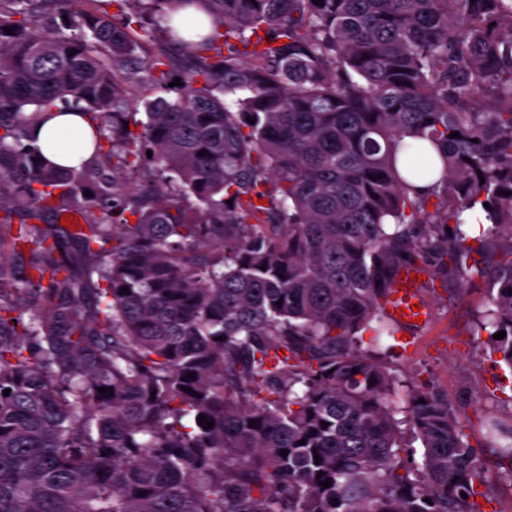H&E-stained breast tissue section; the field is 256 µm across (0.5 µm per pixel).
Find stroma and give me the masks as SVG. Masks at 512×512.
Listing matches in <instances>:
<instances>
[{
    "mask_svg": "<svg viewBox=\"0 0 512 512\" xmlns=\"http://www.w3.org/2000/svg\"><path fill=\"white\" fill-rule=\"evenodd\" d=\"M422 294L428 323L407 339L382 337L377 353L402 384L426 383L447 395L481 449L489 497L484 512H512V482L503 478L495 450L483 446L479 429L485 412L512 417V369L485 355V338L474 332L488 307L484 285L478 280L464 291L431 269Z\"/></svg>",
    "mask_w": 512,
    "mask_h": 512,
    "instance_id": "1",
    "label": "stroma"
}]
</instances>
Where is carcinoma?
<instances>
[{"mask_svg":"<svg viewBox=\"0 0 512 512\" xmlns=\"http://www.w3.org/2000/svg\"><path fill=\"white\" fill-rule=\"evenodd\" d=\"M81 3L0 0V512H481L457 410L409 390L407 465L359 333H395L399 269L436 263L489 282L476 332L512 368V0H113L141 37ZM170 47L183 92L137 120L129 88H164ZM56 111L95 123L79 168L30 134ZM406 139L442 163L424 194ZM481 428L512 463V418ZM401 428L405 431L402 435L401 445L403 448L400 450V456L412 466H418L422 463L424 449L422 448L421 442L418 439H414L408 426L401 425Z\"/></svg>","mask_w":512,"mask_h":512,"instance_id":"carcinoma-1","label":"carcinoma"}]
</instances>
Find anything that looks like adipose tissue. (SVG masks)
Instances as JSON below:
<instances>
[{
	"mask_svg": "<svg viewBox=\"0 0 512 512\" xmlns=\"http://www.w3.org/2000/svg\"><path fill=\"white\" fill-rule=\"evenodd\" d=\"M42 150L50 161L62 166H81L94 154V135L88 118L63 113L34 131Z\"/></svg>",
	"mask_w": 512,
	"mask_h": 512,
	"instance_id": "adipose-tissue-1",
	"label": "adipose tissue"
}]
</instances>
